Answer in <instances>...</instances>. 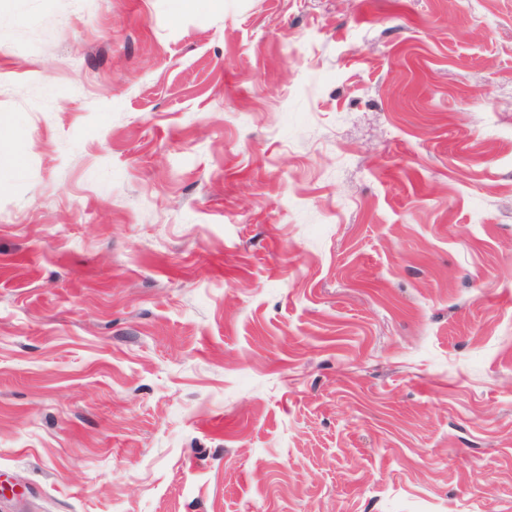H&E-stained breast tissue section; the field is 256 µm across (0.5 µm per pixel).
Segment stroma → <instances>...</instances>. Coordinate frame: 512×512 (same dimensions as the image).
Instances as JSON below:
<instances>
[{
    "mask_svg": "<svg viewBox=\"0 0 512 512\" xmlns=\"http://www.w3.org/2000/svg\"><path fill=\"white\" fill-rule=\"evenodd\" d=\"M0 512H512V0H0Z\"/></svg>",
    "mask_w": 512,
    "mask_h": 512,
    "instance_id": "obj_1",
    "label": "stroma"
}]
</instances>
